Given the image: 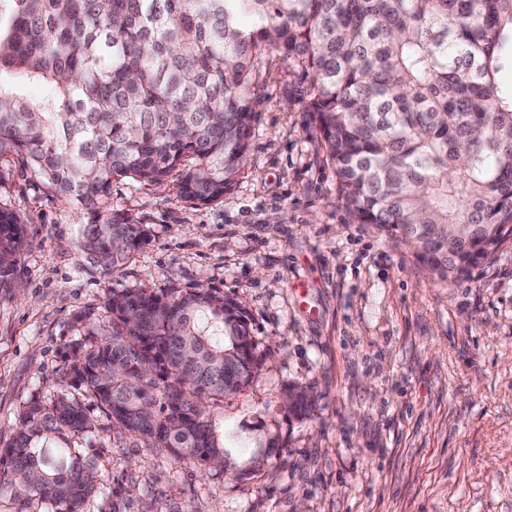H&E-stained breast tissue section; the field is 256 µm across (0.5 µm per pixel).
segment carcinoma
I'll use <instances>...</instances> for the list:
<instances>
[{"label":"carcinoma","mask_w":512,"mask_h":512,"mask_svg":"<svg viewBox=\"0 0 512 512\" xmlns=\"http://www.w3.org/2000/svg\"><path fill=\"white\" fill-rule=\"evenodd\" d=\"M0 11V160H16L91 215L81 248L117 271L149 244L105 208L115 178L224 197L248 152L274 52L310 78L306 111L357 224L405 245L438 279L471 274L512 241V0H14ZM50 86L33 105L4 75ZM461 238L447 256L448 229ZM20 217L0 202V276L20 252ZM72 327L67 385L33 396L0 446V492L45 512H83L107 489L71 439L112 427L179 464L236 468L244 426L210 407L258 381L263 353L234 298L206 288L112 291ZM287 413L309 393L289 385Z\"/></svg>","instance_id":"1"}]
</instances>
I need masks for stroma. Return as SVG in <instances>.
<instances>
[{"instance_id": "35a3bbf8", "label": "stroma", "mask_w": 512, "mask_h": 512, "mask_svg": "<svg viewBox=\"0 0 512 512\" xmlns=\"http://www.w3.org/2000/svg\"><path fill=\"white\" fill-rule=\"evenodd\" d=\"M247 158L224 197L200 205L129 179L107 206L151 241L117 271L79 247L89 214L30 171L0 163V202L24 247L0 278V443L33 394L67 392L75 315L110 291L209 288L236 298L264 352L256 384L215 418L278 435L251 476L175 462L112 431L75 446L112 488L83 512H512V243L450 284L372 224L352 223L306 128L309 80L260 58ZM309 388L307 417L285 411Z\"/></svg>"}]
</instances>
